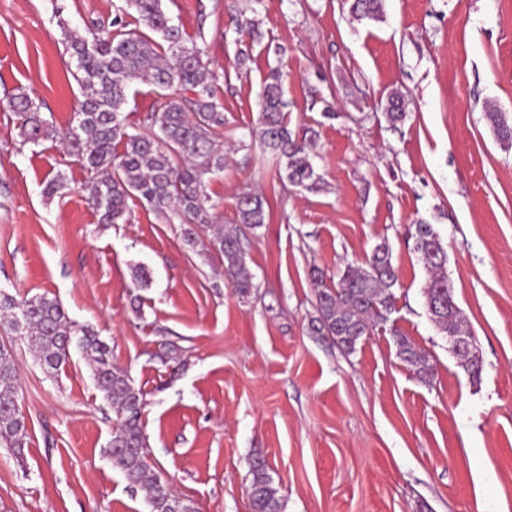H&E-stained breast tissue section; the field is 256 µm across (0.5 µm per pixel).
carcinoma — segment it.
I'll return each mask as SVG.
<instances>
[{
	"label": "carcinoma",
	"mask_w": 512,
	"mask_h": 512,
	"mask_svg": "<svg viewBox=\"0 0 512 512\" xmlns=\"http://www.w3.org/2000/svg\"><path fill=\"white\" fill-rule=\"evenodd\" d=\"M350 10L356 20L379 21L383 0H353ZM131 16L144 29L129 28ZM63 35L83 100L60 143L67 156L90 173L87 201L99 214V223L128 222L129 201L135 199L166 222L185 225L184 238L191 247L220 254L234 288L247 295L253 276L238 232L213 228L206 241L196 232L212 228L214 204L207 186L224 172V150L219 144L224 134V103L216 94V77L209 75L203 62L204 50L185 42L179 26L164 10L163 0H123L110 28L88 36L65 28ZM135 81L152 87L160 104L145 113L139 131L130 134L126 109ZM11 108L23 143L37 145L56 137L29 95H17ZM486 117L500 144L512 147V115L491 109ZM257 133L292 186L309 191L321 188L322 176L312 163L309 139L288 129V100L277 69L263 83ZM239 220L252 229L262 226L266 220L262 198L242 194ZM412 237L429 272L424 288L428 311L443 332L460 336L464 321L448 282L447 252L431 224L414 225ZM397 283L391 248L380 242L365 265H345L336 286L318 292L317 331L353 352L363 337L387 330L398 357L425 377L431 371L428 354L391 324ZM0 325L26 337L41 367L52 376L69 363L72 348H77L115 415L107 449L112 465L131 488L144 492L150 512H191L162 473L150 470L142 425L145 395L128 372L112 361V348L98 331L73 320L55 298L35 295L18 300L2 292ZM455 354L471 377H479L482 365L473 347ZM17 380L13 348L1 343L0 445L20 458L29 439V422L18 405ZM250 495L252 512H282L278 489L260 458L252 465Z\"/></svg>",
	"instance_id": "carcinoma-1"
}]
</instances>
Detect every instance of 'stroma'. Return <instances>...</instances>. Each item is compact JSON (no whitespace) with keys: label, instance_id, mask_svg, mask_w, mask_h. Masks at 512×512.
Returning a JSON list of instances; mask_svg holds the SVG:
<instances>
[{"label":"stroma","instance_id":"1","mask_svg":"<svg viewBox=\"0 0 512 512\" xmlns=\"http://www.w3.org/2000/svg\"><path fill=\"white\" fill-rule=\"evenodd\" d=\"M117 2L0 0V290L57 298L100 332L147 400L149 465L194 512H252L258 456L282 512H512V148L485 117L492 104L512 113V0H384L383 20L362 22L348 0H164L224 102L214 221L237 227L243 192L264 200L265 224L244 232L245 296L141 204L128 223H100L61 144L22 141L11 97L27 93L65 131L82 95L62 29L107 27ZM245 17L255 27L236 36ZM277 66L290 129L316 131L314 193L280 179L256 132ZM61 170L69 190L45 196ZM420 221L447 249L479 379L427 311ZM384 240L399 275L391 319L429 353L426 379L389 333L350 353L316 329L312 270L334 286ZM138 265L149 287L134 288ZM12 341L30 438L23 457L0 448V512H148L105 453L112 412L80 352L53 380ZM164 341L180 370L159 359Z\"/></svg>","mask_w":512,"mask_h":512}]
</instances>
